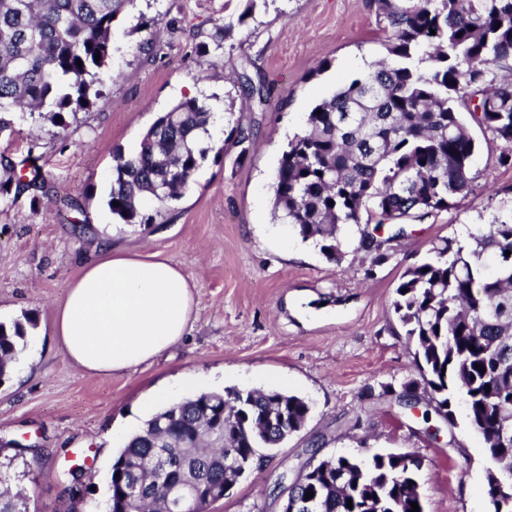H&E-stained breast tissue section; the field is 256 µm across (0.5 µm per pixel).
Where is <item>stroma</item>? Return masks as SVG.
<instances>
[{
  "label": "stroma",
  "mask_w": 512,
  "mask_h": 512,
  "mask_svg": "<svg viewBox=\"0 0 512 512\" xmlns=\"http://www.w3.org/2000/svg\"><path fill=\"white\" fill-rule=\"evenodd\" d=\"M245 0H135L112 27L104 95L66 128L13 114L0 156L39 157L44 189L0 200V322L33 318L25 355L0 381V470L22 491L28 512H105L112 463L148 405L194 394L281 390L310 405L303 428L270 450L263 470L240 479L208 512H279L283 484L310 456L416 454L423 460L424 512H490L483 440L467 425L399 405L395 392L419 380L392 302L405 270L433 242L477 231L512 205V160L500 141L469 125L478 143L474 190L448 210L407 224L372 265L362 226L341 233L343 259L273 217L272 181L283 150L323 98L384 58L387 35L369 0H266L225 41V18ZM247 69L263 90L251 106L230 105L228 76ZM198 98L217 118L207 154L182 198L154 224L116 221L106 199L115 152L133 153L154 120ZM252 128L248 154L228 140L224 109ZM86 225L82 236L73 227ZM159 254L195 283L189 333L130 372L93 377L72 366L51 332V316L100 243ZM85 460L84 487L64 476Z\"/></svg>",
  "instance_id": "1"
}]
</instances>
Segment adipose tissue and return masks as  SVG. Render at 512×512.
<instances>
[{"instance_id":"obj_1","label":"adipose tissue","mask_w":512,"mask_h":512,"mask_svg":"<svg viewBox=\"0 0 512 512\" xmlns=\"http://www.w3.org/2000/svg\"><path fill=\"white\" fill-rule=\"evenodd\" d=\"M194 313L191 284L176 265L103 247L54 310L52 332L74 366L108 376L160 356Z\"/></svg>"}]
</instances>
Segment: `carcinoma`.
Returning a JSON list of instances; mask_svg holds the SVG:
<instances>
[{
    "instance_id": "obj_1",
    "label": "carcinoma",
    "mask_w": 512,
    "mask_h": 512,
    "mask_svg": "<svg viewBox=\"0 0 512 512\" xmlns=\"http://www.w3.org/2000/svg\"><path fill=\"white\" fill-rule=\"evenodd\" d=\"M132 3L0 0V132L18 109L56 127L66 125L65 114L90 110L102 95L100 70L112 58V24ZM370 7L389 32L387 59L314 106L283 151L273 184L274 217L335 264L344 226L373 225L360 246L374 249L376 266L387 259L376 232L388 225L391 238L400 237L405 224L446 211L472 191L478 144L463 114L512 158V0H370ZM235 86L243 102L257 92L244 70ZM210 116L206 103L185 99L155 120L138 151L114 156L113 216L153 224L182 197L206 157L199 132ZM230 134L247 155L251 129L238 123ZM0 168V199L43 188L38 174L26 179L8 158L0 157ZM148 200L159 204L153 215L143 213ZM471 239L467 247L453 239L433 244L396 288L392 306L422 379L407 383L398 400L424 387L434 412L452 424L451 395L460 394L470 427L483 438L492 512H512V490L497 492L501 473L512 471V255H505L512 252V213ZM24 338L22 323H0V377L23 355ZM308 413L303 398L281 391L233 389L171 403L114 460L108 512H165L168 487L188 477L199 483L194 512H201L237 480L228 458L257 470L258 449L279 447ZM187 445L180 465L155 474L161 451ZM317 454L313 449L292 481L296 512H409L421 503L422 461L413 455ZM21 499L0 491V512H26Z\"/></svg>"
}]
</instances>
